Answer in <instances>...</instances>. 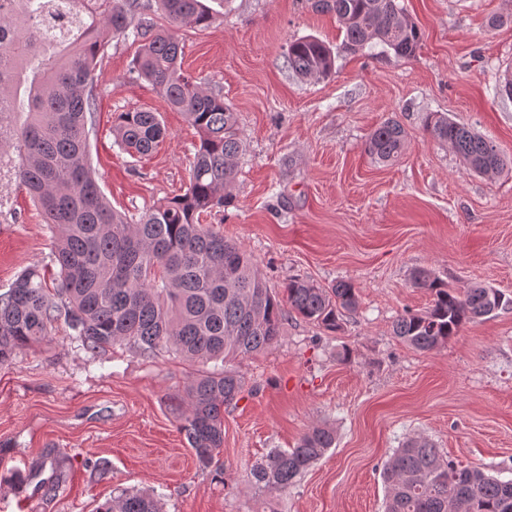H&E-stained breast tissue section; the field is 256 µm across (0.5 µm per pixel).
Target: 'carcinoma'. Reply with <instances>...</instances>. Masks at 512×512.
Returning <instances> with one entry per match:
<instances>
[{
	"label": "carcinoma",
	"instance_id": "carcinoma-1",
	"mask_svg": "<svg viewBox=\"0 0 512 512\" xmlns=\"http://www.w3.org/2000/svg\"><path fill=\"white\" fill-rule=\"evenodd\" d=\"M75 6L72 33L58 36L43 0H0V141L19 148V182L53 231L58 285L49 293L37 269L0 292V364L42 343L64 322L87 349L124 344L142 355L167 348L189 360L214 363L189 385L177 406L179 430L198 464L218 463L224 447V407L242 392L244 379L229 367L236 359L273 347L294 313L335 332L357 309L355 286L328 287L300 279L286 283L287 302L267 287L252 255L200 223L205 212L231 198L241 140L236 112L224 95L204 89L181 68L184 27L207 28L215 17L202 0H157L167 27L130 30L139 0H105L104 9ZM335 17L344 45L356 52L382 47L403 59L415 56L421 33L398 0H311ZM140 43L134 71L168 106L185 114L199 146L184 193L129 218L112 209L98 185L90 156L96 112L94 72L112 38ZM288 66L302 77L324 78L335 66L330 46L315 36L288 43ZM426 133L451 147L474 173L493 177L507 166L497 145L448 116L431 113ZM112 133L121 147L146 156L166 135L160 113L137 108L118 113ZM405 130L389 118L365 143L378 162L396 158ZM413 284L432 304L406 312L393 335L422 352L437 350L462 327L512 304L500 291L474 285L448 288L425 268ZM336 445V432L314 424L291 450H272L253 470L268 493L288 490L296 478ZM385 512H512V479L445 459L425 437L408 439L382 471ZM97 512H161L153 493L124 491Z\"/></svg>",
	"mask_w": 512,
	"mask_h": 512
}]
</instances>
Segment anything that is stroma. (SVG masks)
I'll return each mask as SVG.
<instances>
[{
    "instance_id": "obj_1",
    "label": "stroma",
    "mask_w": 512,
    "mask_h": 512,
    "mask_svg": "<svg viewBox=\"0 0 512 512\" xmlns=\"http://www.w3.org/2000/svg\"><path fill=\"white\" fill-rule=\"evenodd\" d=\"M216 18L182 31V69L221 91L243 151L224 208L204 216L257 261L273 293L289 279L352 282L359 306L330 332L299 317L271 350L238 362L245 386L224 409L220 468H202L180 433L176 404L194 366L161 349L90 353L55 324L49 339L0 365V481L25 478L0 512H96L125 490L161 494L165 512H384L382 466L407 438L429 437L444 458L512 478V305L420 352L392 334L429 291L430 268L450 288L488 285L512 298V170L470 171L430 139L442 112L512 159V99L490 93L512 67V0H398L421 32L414 58L351 53L331 16L306 0H203ZM313 35L335 55L332 75L289 69V41ZM133 39L110 40L95 72L90 135L99 185L136 217L184 192L199 138L182 113L137 77ZM160 112L167 136L146 157L112 136L115 113ZM403 126L399 158L364 151L385 119ZM0 147V292L28 268L54 279L51 232ZM350 361L338 360L342 349ZM336 446L282 494L258 489L253 468L293 447L315 422ZM55 485L47 493V485Z\"/></svg>"
}]
</instances>
